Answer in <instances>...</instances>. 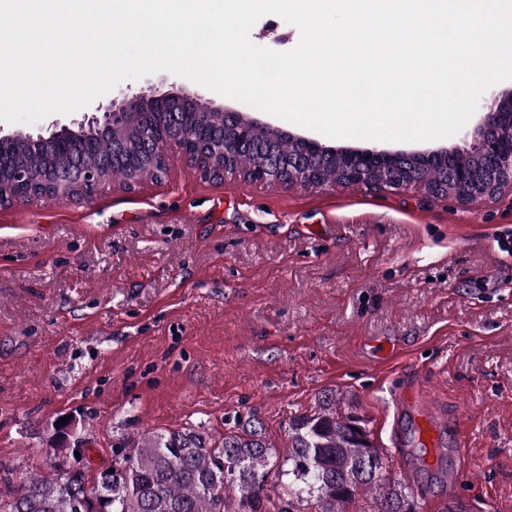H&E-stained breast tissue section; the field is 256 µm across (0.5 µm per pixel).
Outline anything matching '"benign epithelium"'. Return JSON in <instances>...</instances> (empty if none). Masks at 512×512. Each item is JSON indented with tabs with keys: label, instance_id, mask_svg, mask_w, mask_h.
<instances>
[{
	"label": "benign epithelium",
	"instance_id": "obj_1",
	"mask_svg": "<svg viewBox=\"0 0 512 512\" xmlns=\"http://www.w3.org/2000/svg\"><path fill=\"white\" fill-rule=\"evenodd\" d=\"M483 116L472 131L470 148L421 151L332 149L317 140L269 129L272 139L286 137L296 152L285 158L272 145L255 140L261 123L243 112L224 113V125H212L213 109L187 95L147 87L130 100L112 99L71 125L51 124L46 133L0 135V156H8L10 180L0 183V209L41 199H91L112 184L133 190L144 181H160L168 169L169 152L183 158L203 180H222L235 162L253 154L261 163L245 173L253 183L267 186L322 188L331 181L322 175L329 163L339 162L341 186H378L399 190L420 185L430 194H444L460 203L489 200L512 188V90L494 94L481 104ZM107 137L127 148V156L100 155L93 138ZM63 152L65 168L33 170L27 153ZM444 178L434 182L433 169Z\"/></svg>",
	"mask_w": 512,
	"mask_h": 512
}]
</instances>
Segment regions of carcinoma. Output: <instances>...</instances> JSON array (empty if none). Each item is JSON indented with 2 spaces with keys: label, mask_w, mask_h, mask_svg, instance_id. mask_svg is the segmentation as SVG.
<instances>
[{
  "label": "carcinoma",
  "mask_w": 512,
  "mask_h": 512,
  "mask_svg": "<svg viewBox=\"0 0 512 512\" xmlns=\"http://www.w3.org/2000/svg\"><path fill=\"white\" fill-rule=\"evenodd\" d=\"M122 447L113 471L90 482L80 469L56 467L29 478L0 512H287L268 493L272 448L260 428L227 432L215 446L183 429ZM285 476L288 496L315 499L319 512H343L359 490L388 480L366 429L327 408L288 423V452L277 465V479ZM409 502L392 487L381 512H408Z\"/></svg>",
  "instance_id": "carcinoma-1"
}]
</instances>
